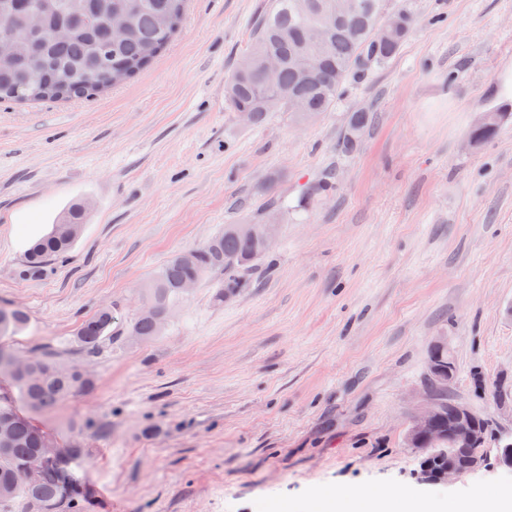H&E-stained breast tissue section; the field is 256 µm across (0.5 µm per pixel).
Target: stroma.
<instances>
[{
    "mask_svg": "<svg viewBox=\"0 0 512 512\" xmlns=\"http://www.w3.org/2000/svg\"><path fill=\"white\" fill-rule=\"evenodd\" d=\"M268 0H188L177 35L134 78L80 98L0 102V304L25 308L19 352L80 364L91 387L30 411L0 376V403L58 449L81 448L86 512H268L326 491L466 499L512 492L488 465L434 486L408 447L443 340L449 399L512 431L473 379L512 394V0H415L400 53L301 123L243 121L224 96ZM372 109L340 156L350 113ZM504 112L473 141L481 113ZM339 171L298 207L303 184ZM290 204L247 284L217 302L206 278L146 344H72L79 323L141 305L176 254L225 225ZM85 226L69 255L23 275L33 239L69 205Z\"/></svg>",
    "mask_w": 512,
    "mask_h": 512,
    "instance_id": "1",
    "label": "stroma"
}]
</instances>
